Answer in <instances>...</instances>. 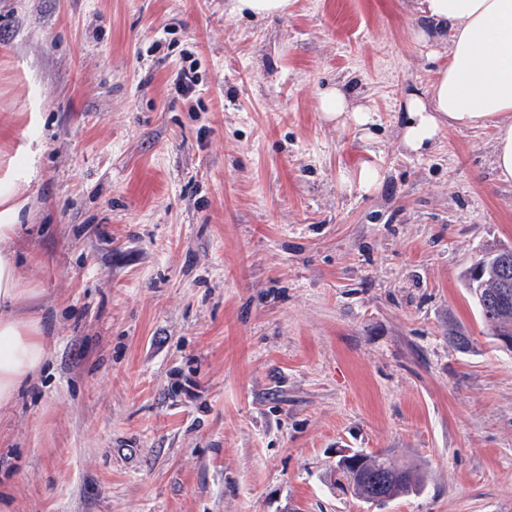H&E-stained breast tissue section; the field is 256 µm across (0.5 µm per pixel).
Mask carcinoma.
<instances>
[{
	"mask_svg": "<svg viewBox=\"0 0 512 512\" xmlns=\"http://www.w3.org/2000/svg\"><path fill=\"white\" fill-rule=\"evenodd\" d=\"M507 276L512 282V262L501 269H486L481 279L469 276V288L474 294L481 316L489 327V335L494 340L503 336L512 337V304L507 307L499 305V281ZM365 462L354 469L341 471V475L329 480L333 488L343 486V482L352 484L351 497L370 504L378 491L396 499L405 495L420 492L425 483L424 475L415 468H398L387 457L371 453H363Z\"/></svg>",
	"mask_w": 512,
	"mask_h": 512,
	"instance_id": "carcinoma-1",
	"label": "carcinoma"
}]
</instances>
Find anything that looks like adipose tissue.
I'll list each match as a JSON object with an SVG mask.
<instances>
[{
  "instance_id": "adipose-tissue-1",
  "label": "adipose tissue",
  "mask_w": 512,
  "mask_h": 512,
  "mask_svg": "<svg viewBox=\"0 0 512 512\" xmlns=\"http://www.w3.org/2000/svg\"><path fill=\"white\" fill-rule=\"evenodd\" d=\"M427 22L450 31L448 64L427 92L405 96L400 143L423 154L446 128L495 124V167L512 181V0H420ZM325 120L368 129L371 113L352 104L338 87L322 94ZM18 226L14 209L0 211V410L9 409L48 355V328L32 308L36 291L15 261Z\"/></svg>"
}]
</instances>
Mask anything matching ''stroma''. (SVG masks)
I'll return each mask as SVG.
<instances>
[{"mask_svg": "<svg viewBox=\"0 0 512 512\" xmlns=\"http://www.w3.org/2000/svg\"><path fill=\"white\" fill-rule=\"evenodd\" d=\"M417 6L0 0V177L30 157L50 328L0 512H366L325 482L342 447L425 473L382 512H512V350L464 286L512 247V182L490 126L401 149L442 64ZM336 84L371 138L323 119ZM238 12H246L255 17L264 18L284 13L288 0H234Z\"/></svg>", "mask_w": 512, "mask_h": 512, "instance_id": "35a3bbf8", "label": "stroma"}]
</instances>
